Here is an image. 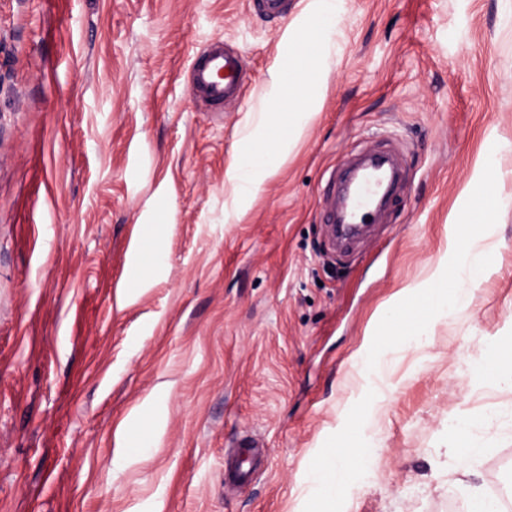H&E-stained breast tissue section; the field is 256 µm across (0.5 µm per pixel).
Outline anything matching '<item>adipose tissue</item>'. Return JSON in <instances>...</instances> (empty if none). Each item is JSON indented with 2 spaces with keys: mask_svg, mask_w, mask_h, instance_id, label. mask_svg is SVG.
<instances>
[{
  "mask_svg": "<svg viewBox=\"0 0 512 512\" xmlns=\"http://www.w3.org/2000/svg\"><path fill=\"white\" fill-rule=\"evenodd\" d=\"M336 22V0H310L308 17L289 28L288 54L304 60L305 65L289 70L287 79L273 80L268 86L267 107L228 171L236 206H243L276 174L293 141L317 118L320 89L327 79L323 60ZM283 121L288 124L287 136L272 137L273 128ZM358 454L355 448H331L322 455L309 474L316 503L334 499L359 479L360 470L353 464Z\"/></svg>",
  "mask_w": 512,
  "mask_h": 512,
  "instance_id": "ef3b65f1",
  "label": "adipose tissue"
}]
</instances>
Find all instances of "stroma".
I'll return each mask as SVG.
<instances>
[{
	"label": "stroma",
	"mask_w": 512,
	"mask_h": 512,
	"mask_svg": "<svg viewBox=\"0 0 512 512\" xmlns=\"http://www.w3.org/2000/svg\"><path fill=\"white\" fill-rule=\"evenodd\" d=\"M291 2L0 0V512H318L325 448L361 451L329 512H463L469 487L512 512V387L469 376L512 337V0H343L320 113L240 213L226 171L288 73ZM215 40L245 59L241 102L193 93ZM367 151L401 179L342 248L330 177ZM491 155L492 272L366 402L358 351ZM473 414L464 460L448 424ZM246 433L266 455L231 494ZM483 417L474 416L456 420L452 426V451L462 459L478 456L486 443L479 439L474 431L479 428Z\"/></svg>",
	"instance_id": "stroma-1"
}]
</instances>
